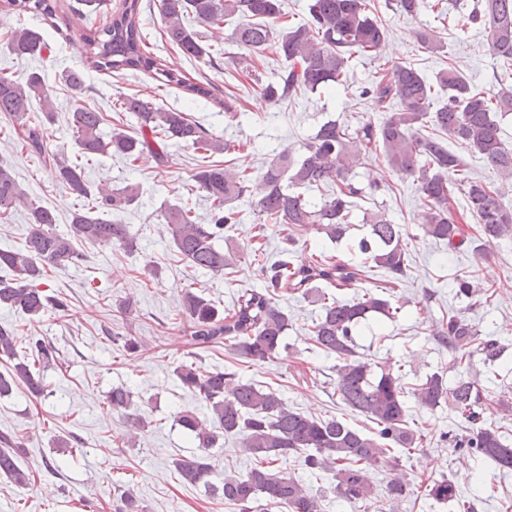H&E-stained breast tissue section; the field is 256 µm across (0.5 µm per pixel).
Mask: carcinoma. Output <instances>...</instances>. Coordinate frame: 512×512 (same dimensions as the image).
Instances as JSON below:
<instances>
[{
    "mask_svg": "<svg viewBox=\"0 0 512 512\" xmlns=\"http://www.w3.org/2000/svg\"><path fill=\"white\" fill-rule=\"evenodd\" d=\"M8 4L16 11L42 16L53 15L56 8V0H8ZM284 7V0H162L163 34L184 55L208 57L210 52L202 45L199 33L186 20L219 30L226 20L240 17L230 33L231 42L260 57L271 49L287 63L279 81L264 88L273 102L300 90L316 92L343 84L355 54L375 56L385 43V28L370 0H310L307 19L289 24L288 31L279 35L277 26L286 19ZM140 14L139 0H123L112 21L86 38L88 60L99 70H154L161 75L163 86L183 85L180 71L162 66L148 50ZM462 21L465 26L482 28L491 54L512 63V0H476ZM6 48L18 59L41 58L51 50L38 32L27 27L15 29ZM439 90L448 97L435 109ZM363 94L388 104L387 115L379 124L365 123L351 130L335 120L325 122L303 145L300 159H293L286 149L281 151L262 182L254 187L245 168L233 171L218 164L200 167L193 179L209 202V223H198L192 210L179 205L160 212L161 223L181 260L216 275L236 264L238 256L224 252L218 241L224 238L225 226L239 222V212L231 202L246 193L254 196L258 216L265 221L290 229L308 226L335 241L344 238L350 230L354 200L364 193L354 182V168L378 152L385 156L392 172L419 183V223L425 236L447 244L451 250L464 245L466 239L450 206L452 192L458 188L487 242L512 240V208L503 203L501 187L512 184V149L502 140L500 126V119L512 113V92L491 96L479 91L455 67L430 79L414 66L399 63L376 77ZM35 101L41 104L44 118H51L50 94L40 72L31 70L21 80L0 73V112L22 130L27 152L42 160L48 155V144L45 126L31 115ZM118 105V111L135 117V134L121 127L108 135L102 133L103 116L89 107L79 106L71 113L74 145L85 160L115 154L133 164L151 154L161 161L164 153L160 144L168 140L212 153L235 148L186 113L165 109L149 97L125 96ZM428 118L451 139L481 155L498 172L500 185L470 176L458 154L429 137L416 136L415 125ZM59 178L71 194L81 198L91 195L83 165L61 166ZM314 190L327 194L318 200L305 197ZM138 195L137 188L130 185L99 187L95 209L121 212L133 205ZM20 206L27 208L32 227L21 248L0 250V270L11 273L0 278V307L18 309L31 317L50 310L64 312L66 302L43 288L48 273L78 265L83 259L79 247L84 244L117 246L128 252L136 246L128 225L89 211L73 213L67 233L58 232L54 212L27 200L11 167L1 164L0 216ZM365 223L370 228L369 237L359 241V252L375 268L396 279L403 276L405 253L399 227L382 212L366 216ZM296 243L291 233L282 237L277 259L260 266L264 290L244 293L227 313L204 296L185 292L181 311L187 323L188 344H227L234 354L252 363L272 360L287 348L291 329L288 314L278 305L279 293L286 290L310 296L321 303L319 317L307 328L310 341L327 355L336 356V394L376 424L375 431L368 435L334 417L316 418L296 411L276 393L234 373L203 371L182 363L175 375L184 390L209 408L212 423L200 419L190 408L176 414V424L193 439L196 448L192 457L174 461L179 479L192 486L221 489L224 502L240 507V512H251L252 504L261 500L282 512H321L317 494L298 480L274 471L273 465L299 455L309 472L333 473L338 498L357 503L374 500L364 465L381 462L392 471L384 498L395 506L405 501L411 490L399 473V457L392 454L393 447L416 451L422 441L408 425L406 397L410 395L429 409L448 402L471 424V432L458 439L456 446L502 470H512V447L505 444L499 427L485 422L487 397L476 381L461 376L450 387L444 375L436 372L409 392L394 367L371 363L357 354V328L372 314L390 316L389 299L367 291L354 300H344L328 295L323 287L340 290L353 284L366 263L356 265L326 256L295 263ZM455 288L459 297L477 299L483 295L467 277L457 278ZM436 335L448 343L459 364L468 360L473 346L490 363L502 355L498 339L478 337L474 326L459 314L442 321ZM20 344L22 338L15 330L0 326V361L7 363L0 372V398L11 396L19 387L33 398H44L49 395L44 368L57 359L56 350L44 339L29 336L25 344L31 355H21ZM105 405L125 417L135 430L148 426L144 414L130 412L133 395L125 387L112 388ZM224 435L239 439L253 465L244 474H224L218 487L212 482L209 450ZM22 449L18 439L0 434V478L18 486L30 481L29 473L18 463ZM425 492L438 502L457 501L460 512H475L474 503L457 498V486L451 479L436 480L425 486Z\"/></svg>",
    "mask_w": 512,
    "mask_h": 512,
    "instance_id": "cac0c4a2",
    "label": "carcinoma"
}]
</instances>
